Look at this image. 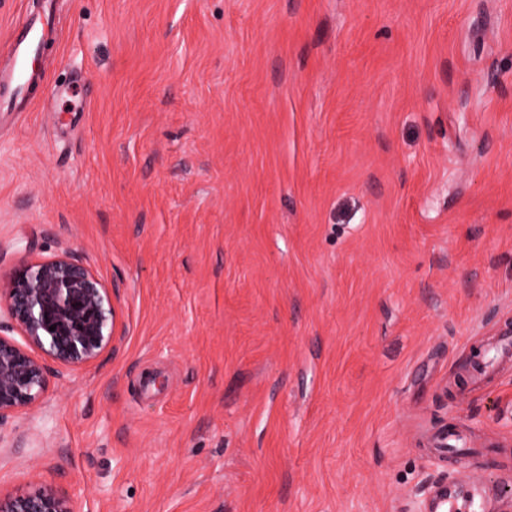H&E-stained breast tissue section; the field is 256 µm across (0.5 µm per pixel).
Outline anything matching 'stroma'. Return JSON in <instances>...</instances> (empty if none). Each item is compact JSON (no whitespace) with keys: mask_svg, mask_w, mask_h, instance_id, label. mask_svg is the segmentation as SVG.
Returning <instances> with one entry per match:
<instances>
[{"mask_svg":"<svg viewBox=\"0 0 512 512\" xmlns=\"http://www.w3.org/2000/svg\"><path fill=\"white\" fill-rule=\"evenodd\" d=\"M0 274L68 253L124 334L0 427L81 512H430L503 493L512 0H0ZM453 426L476 455H437ZM46 25H49L47 17L45 20L26 17L15 23V34L8 45L12 68L7 75L0 76V82L3 81L12 91V95L4 100L6 110L12 109L35 76L34 66L42 42L39 32H43ZM492 505L474 488L465 490L464 494L448 495V512H488Z\"/></svg>","mask_w":512,"mask_h":512,"instance_id":"1","label":"stroma"}]
</instances>
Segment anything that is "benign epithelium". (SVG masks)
I'll use <instances>...</instances> for the list:
<instances>
[{
	"label": "benign epithelium",
	"mask_w": 512,
	"mask_h": 512,
	"mask_svg": "<svg viewBox=\"0 0 512 512\" xmlns=\"http://www.w3.org/2000/svg\"><path fill=\"white\" fill-rule=\"evenodd\" d=\"M0 427L37 405L49 389L45 360L66 369L95 361L120 337L110 291L86 265L64 253L22 259L0 275ZM55 330H49V327ZM17 331L18 342L9 337ZM0 512H79L51 483L0 493Z\"/></svg>",
	"instance_id": "1"
}]
</instances>
